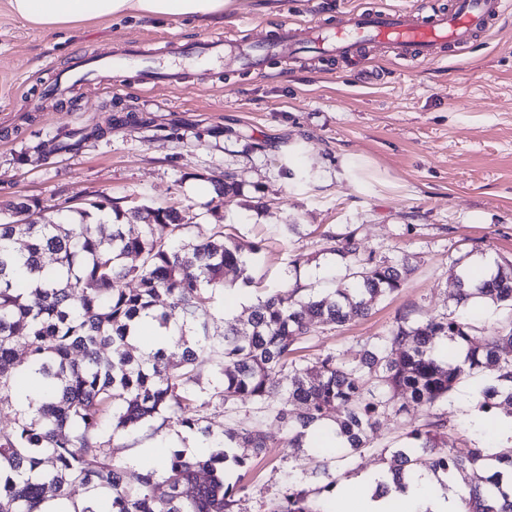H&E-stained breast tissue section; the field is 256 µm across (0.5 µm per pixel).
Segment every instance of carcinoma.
I'll use <instances>...</instances> for the list:
<instances>
[{
	"mask_svg": "<svg viewBox=\"0 0 512 512\" xmlns=\"http://www.w3.org/2000/svg\"><path fill=\"white\" fill-rule=\"evenodd\" d=\"M48 211L21 202L0 222V411L22 376L37 380L27 408L0 420V512H43L49 500L69 502L67 512H242L246 487L224 479V439L241 449L233 460L246 473L268 449L301 448L310 428L331 421L346 438L331 455L351 462L381 425L412 406L424 408V421L406 423L402 447L380 451L396 480L440 472L468 487L462 512H512V496L499 486V468L512 469V446L487 455L464 439L449 440L455 427L439 409L474 372L490 376L480 391L482 413L512 407V317L485 328L457 314L476 301L512 311V260L495 262L474 281L463 274V258L455 259L448 267L454 309L419 321L399 316L355 364L334 351L308 361L297 353L311 326L368 316L404 286L409 259L390 263L361 250L355 232L327 231L330 251L344 260L336 288L323 294L296 285L259 297L246 319L225 322L224 335L215 337L210 305L224 288V270L247 273L259 247L225 234L222 224L191 237V217L172 206L110 210L101 200L57 208L53 218ZM100 224L112 232L101 234ZM129 279L137 286L127 287ZM162 295L168 305L159 309ZM147 311L160 328H180L170 336L172 350L137 358L130 328ZM215 398L226 412L247 399L252 416L216 436L207 425ZM155 422L156 434L175 424L215 450L176 449L161 472L130 486L112 441ZM270 423L279 437L266 431ZM312 478L326 484L314 488ZM160 481L168 487L163 497L155 494ZM335 485L328 462L302 468L266 512H338L334 497L322 495ZM77 487L105 495L77 502Z\"/></svg>",
	"mask_w": 512,
	"mask_h": 512,
	"instance_id": "cac0c4a2",
	"label": "carcinoma"
}]
</instances>
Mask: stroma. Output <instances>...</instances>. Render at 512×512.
Wrapping results in <instances>:
<instances>
[{"instance_id":"1","label":"stroma","mask_w":512,"mask_h":512,"mask_svg":"<svg viewBox=\"0 0 512 512\" xmlns=\"http://www.w3.org/2000/svg\"><path fill=\"white\" fill-rule=\"evenodd\" d=\"M450 0H239L207 21L123 17L47 30L12 14L0 0V219L12 205L63 207L108 199L121 209L188 206L197 224L258 245L243 281L224 273L225 318L242 317L251 298L294 282L331 287L344 269L325 231H355L364 251L415 270L371 314L317 327L304 354L333 350L358 362L367 340L387 335L396 318L447 312L455 285L448 266L465 257L512 259V11L461 53L434 61L365 50L376 81L362 82L347 60L303 51L272 56L263 74L228 66L196 73L188 86L144 87L142 66L164 59L166 40L196 46L210 37L261 39L295 20L327 23L349 10L414 7ZM130 49L125 90L89 83L52 94L81 60ZM233 176L237 195L217 197L212 183ZM483 375L459 383L445 404L448 421L485 449L511 445L493 418L475 420ZM391 420L355 465L334 462L339 483L381 468V448L402 444ZM152 428L122 433L111 448L127 463L129 484L157 469L142 447L167 445ZM303 459L272 448L245 477L246 512H264L287 473Z\"/></svg>"}]
</instances>
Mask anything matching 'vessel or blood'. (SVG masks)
I'll return each mask as SVG.
<instances>
[{"mask_svg": "<svg viewBox=\"0 0 512 512\" xmlns=\"http://www.w3.org/2000/svg\"><path fill=\"white\" fill-rule=\"evenodd\" d=\"M512 8V0H452L449 8L435 9L425 14L414 8H401L382 13L351 11L327 28L297 23L296 27H284L273 39L263 40L251 49L233 47L223 49L221 43L205 42V50L211 51L213 61L229 55L233 62L256 73H263L268 56L275 53H294L310 46L324 54L348 58L371 44L390 46L403 59H432L443 49L454 51L465 48L476 33L486 28ZM171 62L164 68V79L180 81L185 64L197 59V52L185 49L177 39H169ZM112 74L113 90H121L127 71L122 57L91 60L83 71L76 73V80L86 79L99 70Z\"/></svg>", "mask_w": 512, "mask_h": 512, "instance_id": "vessel-or-blood-1", "label": "vessel or blood"}]
</instances>
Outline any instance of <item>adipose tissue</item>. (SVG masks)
I'll use <instances>...</instances> for the list:
<instances>
[{
	"mask_svg": "<svg viewBox=\"0 0 512 512\" xmlns=\"http://www.w3.org/2000/svg\"><path fill=\"white\" fill-rule=\"evenodd\" d=\"M12 13L25 21L55 29L133 16L139 19L185 18L206 20L223 15L232 0H8ZM366 494L352 506L355 486ZM341 512H459L458 496L449 491L444 475L422 473L405 486H398L384 469L361 473L354 483L336 488Z\"/></svg>",
	"mask_w": 512,
	"mask_h": 512,
	"instance_id": "adipose-tissue-1",
	"label": "adipose tissue"
}]
</instances>
